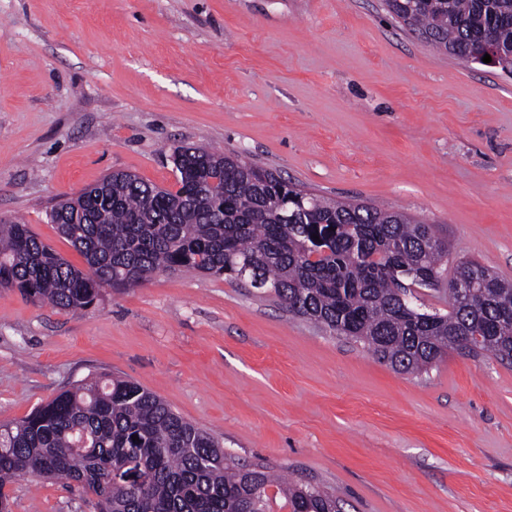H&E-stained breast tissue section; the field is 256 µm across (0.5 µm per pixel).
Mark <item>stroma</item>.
<instances>
[{
	"mask_svg": "<svg viewBox=\"0 0 512 512\" xmlns=\"http://www.w3.org/2000/svg\"><path fill=\"white\" fill-rule=\"evenodd\" d=\"M179 145L423 217L448 237L444 279L474 258L512 282V77L385 0H0V218L84 268L52 207L117 171L176 189ZM103 374L345 512H512V364L490 354L399 373L225 276L106 286L75 313L0 288V423ZM9 494L95 512L63 480Z\"/></svg>",
	"mask_w": 512,
	"mask_h": 512,
	"instance_id": "35a3bbf8",
	"label": "stroma"
}]
</instances>
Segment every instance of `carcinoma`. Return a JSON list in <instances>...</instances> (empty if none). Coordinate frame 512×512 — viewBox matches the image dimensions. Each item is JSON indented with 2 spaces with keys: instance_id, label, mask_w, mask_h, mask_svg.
Wrapping results in <instances>:
<instances>
[{
  "instance_id": "obj_1",
  "label": "carcinoma",
  "mask_w": 512,
  "mask_h": 512,
  "mask_svg": "<svg viewBox=\"0 0 512 512\" xmlns=\"http://www.w3.org/2000/svg\"><path fill=\"white\" fill-rule=\"evenodd\" d=\"M386 5L459 59L491 43L499 69L512 72V0ZM170 159L175 191L115 172L52 207L51 223L85 258L86 271L24 222L1 223L0 288L78 312L103 286L122 290L157 272L227 275L363 343L401 373L432 367L459 350L462 336L474 338L468 353L512 363V282L478 260L457 262L448 312L416 307V289L440 288L448 260V239L435 225L325 198L235 153L181 145ZM26 476L72 482L96 498L99 512H267L271 487L289 512H344L317 485L234 461L162 398L115 376L83 380L22 420L0 424V512H10L7 487Z\"/></svg>"
}]
</instances>
